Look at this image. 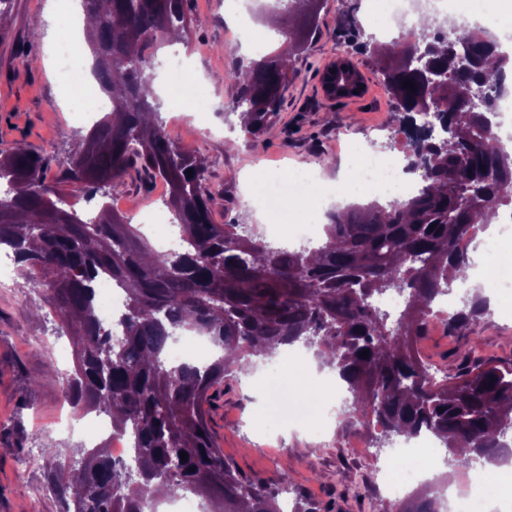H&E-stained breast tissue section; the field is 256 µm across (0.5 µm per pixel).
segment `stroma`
<instances>
[{
	"label": "stroma",
	"mask_w": 512,
	"mask_h": 512,
	"mask_svg": "<svg viewBox=\"0 0 512 512\" xmlns=\"http://www.w3.org/2000/svg\"><path fill=\"white\" fill-rule=\"evenodd\" d=\"M365 5L366 0H325L306 50L294 59L298 76L288 84L280 112L253 138L239 124H225L221 109L234 95L224 73L244 58L228 45L232 23L219 0H191L192 23L180 49L193 75L178 89L182 107L175 111L163 104L160 115L176 142L206 160L205 189L216 223H255L244 195V176L251 170L316 171L323 179H338L346 169L338 132H349L358 142L373 141L375 152H382L388 137L373 136L372 130L393 126L396 118L378 58L365 47L371 36ZM56 8L55 0H13L0 23V155L22 145L49 157L45 177L52 184L63 177L76 132L58 71L44 63L47 43L34 38L31 21L37 17L51 27ZM341 56L361 77L360 96L338 99L325 91L323 76ZM201 94L216 104L207 118L218 131L213 138L197 130ZM328 156L334 157V166L325 165ZM157 195L155 179L133 172L109 188L112 201L123 205L131 219L156 205ZM43 294V288L24 285L0 251V503L5 512H60L49 489L53 471L70 465L72 448L87 442L80 430L86 415L66 414L60 399L74 368L70 338L51 309L37 317L31 313ZM460 340L477 346L484 357L512 361V301L499 299L491 315L459 338L432 324L417 347L429 365L451 372L450 351ZM250 380V374L241 373L224 381L204 405L214 442L244 476L275 484L281 474H289L293 490L281 493V500L300 495L317 512H373L384 496L380 480L387 474L413 486L408 464L394 458V445L373 446L372 432L359 425L323 426L315 409L294 400L287 404V418H280L268 408V392Z\"/></svg>",
	"instance_id": "obj_1"
}]
</instances>
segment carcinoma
<instances>
[{
    "mask_svg": "<svg viewBox=\"0 0 512 512\" xmlns=\"http://www.w3.org/2000/svg\"><path fill=\"white\" fill-rule=\"evenodd\" d=\"M323 2L274 0L264 13L284 19L289 49L301 52ZM83 7L96 19L86 44L111 107L71 145L63 179L69 193L46 181L48 158L24 146L0 156V181L9 188L0 197V248L13 254L19 278L45 288L44 303L72 341L70 402L107 415L112 434L130 439V463L99 445L81 446L70 468L56 470L52 487L65 512H143L188 493L220 512H282L278 492L224 460L203 403L253 359H272L280 346L298 342L315 349L353 393L340 417L373 432L380 446L429 433L445 448V482L471 461L512 462V362L486 360L459 345L455 372L438 380L415 352L435 321L432 304L473 269L457 242L476 237L512 201V156L494 146L492 95L497 81L512 74V59L495 52L492 33L448 36L451 21L435 17L374 47L393 111L403 114L386 148L404 134L405 170L420 174L424 185L407 199L334 208L319 248L290 251L271 246L255 225L214 223L203 159L172 140L160 120L151 49L160 37L186 32L190 0H83ZM452 42L469 47V67L456 64ZM418 44L424 59L417 69L411 55ZM289 75L283 51L224 73L236 91L231 113L251 117L246 134L259 135L279 112ZM405 81L414 89L403 88ZM479 94L486 106L468 110ZM427 101L433 123L426 126L417 116ZM136 166L168 183L164 204L181 249L155 251L106 203L92 222L72 204L60 207L66 195L107 196L112 181ZM101 276L124 292L117 338L95 307ZM389 294L406 296L391 325L374 305ZM462 308L443 323L450 336L488 312L477 293L463 298ZM188 329L205 331L223 355L203 366L171 358L169 344ZM376 512L437 507L425 490L405 497L396 511L381 502Z\"/></svg>",
    "mask_w": 512,
    "mask_h": 512,
    "instance_id": "1",
    "label": "carcinoma"
}]
</instances>
